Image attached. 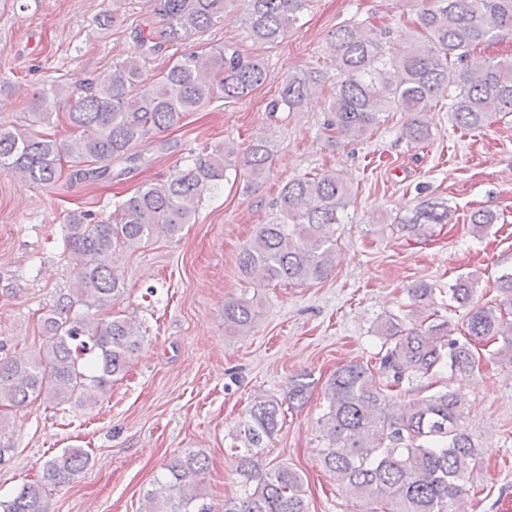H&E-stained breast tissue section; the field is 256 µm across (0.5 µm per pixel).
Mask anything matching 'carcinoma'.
I'll return each mask as SVG.
<instances>
[{"label": "carcinoma", "instance_id": "1", "mask_svg": "<svg viewBox=\"0 0 512 512\" xmlns=\"http://www.w3.org/2000/svg\"><path fill=\"white\" fill-rule=\"evenodd\" d=\"M311 0H153V17L162 23L167 43L197 40L217 25L229 8L242 12L247 36L274 46L299 23ZM416 37L391 48L367 32L366 21L351 20L327 41L336 81L329 95L324 131L330 141H359L383 124L390 112L414 115L400 137L425 142L432 137L424 114L436 106L450 112L453 125L482 130L512 115V59L481 55L477 49L512 36V0H423L414 21ZM136 51L112 66L104 81L80 89L52 84L32 96L29 117L21 124L0 123V172L19 173L31 184L49 187L62 176L70 158L71 176L98 181L112 163H147L135 152L150 135L180 126L192 112L214 99L243 100L271 79L267 65L234 44L190 50L153 80L144 78L141 61L160 49L153 36L139 31ZM324 78L320 70L290 72L266 106L269 117L300 112ZM65 112L73 145L41 131ZM272 158L269 142L257 138L242 149L233 142L192 155L169 176L145 183L118 202L110 220L86 223L83 213L69 215L66 249L74 265L72 288L41 318L46 346L27 359L4 353L0 344V405L20 407L38 399L92 405L112 390L138 351L142 333L131 317L96 312L114 305L125 284L115 255L147 243L157 232L173 237L192 224L205 192L224 181L230 167L240 168L245 189L265 178ZM352 190L335 170L295 178L280 192L278 216L258 225L238 257L243 278L256 285L321 281L334 265L336 241L327 235L341 224ZM452 209L426 201L400 217L411 237L430 236L436 224L450 221ZM490 210L470 214L471 229L483 234L498 223ZM498 306L480 304L478 278H458L450 299L468 310V336L452 337L448 320L434 308L436 285L420 282L408 290V309L377 320L383 337L378 363L349 362L336 369L324 387L319 456L349 493L377 504L374 512H457L467 494L471 465L479 457L463 428L465 399L438 390L396 405L404 383L429 378L447 366L472 371L480 363L475 341L502 337L512 350V271L496 278ZM258 317L253 301L224 304V330L239 334ZM309 376L293 377L288 403L304 400ZM282 403L259 397L240 424L233 449L238 457L241 494L217 509L203 491L207 457L188 450L171 458L143 493L144 512H309L302 475L286 463L265 464L263 448L278 431ZM15 454L12 436L0 421V469ZM88 454L67 448L44 465L43 481L22 484L1 499L0 512H49V488L74 482Z\"/></svg>", "mask_w": 512, "mask_h": 512}]
</instances>
